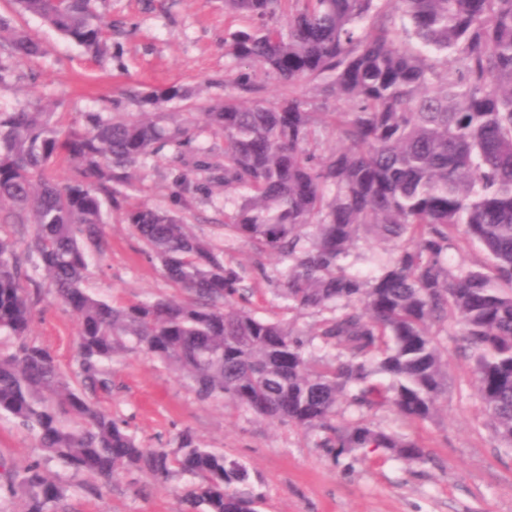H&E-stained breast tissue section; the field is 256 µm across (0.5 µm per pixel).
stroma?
Wrapping results in <instances>:
<instances>
[{
	"instance_id": "1",
	"label": "stroma",
	"mask_w": 512,
	"mask_h": 512,
	"mask_svg": "<svg viewBox=\"0 0 512 512\" xmlns=\"http://www.w3.org/2000/svg\"><path fill=\"white\" fill-rule=\"evenodd\" d=\"M96 7L112 24L109 49L96 57L38 18L23 21L43 53L21 60L0 51V66L10 71L0 81V111L39 102L52 106L66 124L81 113L103 111L110 101L119 111L138 112L131 91L156 86L193 89L192 99L176 105L183 112L232 94L224 41L247 21L225 12L224 0H96ZM172 157L165 150L149 160L130 202L180 211L194 233L223 247L225 261L240 270L250 290L249 308L313 329L315 316L288 310L275 298L266 277L275 259L222 230L223 180L207 179L203 191L181 188ZM107 234L109 248L92 261L86 288L117 301L170 294L158 263L141 253L120 212H113ZM30 336L52 351L63 371L74 370L77 323L50 288L42 290ZM443 345L448 389L434 419L411 424L389 410L374 417L419 437L427 454L420 463L360 451L332 461L313 447L310 433L226 400L200 399L173 370L140 353L108 364L112 393L100 403L127 420L145 447H174L187 428L208 447L245 464L264 496L261 512H512V450L501 447L487 426L469 353L452 335ZM38 454L33 434L0 421V457L22 466ZM47 470L67 489L59 512H180L190 483L186 476L163 484L124 471L104 481L56 462Z\"/></svg>"
}]
</instances>
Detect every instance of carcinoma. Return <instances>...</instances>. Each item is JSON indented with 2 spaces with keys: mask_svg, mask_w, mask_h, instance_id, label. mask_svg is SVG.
Returning <instances> with one entry per match:
<instances>
[{
  "mask_svg": "<svg viewBox=\"0 0 512 512\" xmlns=\"http://www.w3.org/2000/svg\"><path fill=\"white\" fill-rule=\"evenodd\" d=\"M224 7L249 20L225 42L233 88L254 94L263 75L313 95L202 106L224 138V163L197 145V167L224 170V228L278 257L274 295L319 316L317 329L235 307L247 288L223 251L174 209L126 206L124 190L150 158L195 141L190 113L162 111L188 90L154 89L134 114L86 112L66 127L40 103L0 112V215L32 225L21 254L0 236V335L14 340L0 353V419L33 432L42 451L21 469L0 461V499L23 496L25 512H57L64 488L50 460L102 479L189 476L183 512H259L264 496L242 463L189 429L172 450L145 448L97 406L95 396L112 392L107 363L129 352L175 370L201 399L314 432V447L334 460L374 448L422 462L416 439L365 417L347 422L340 407L431 420L452 322L492 434L512 447V0ZM26 15L94 56L107 50L110 24L94 0H12L0 47L17 57L41 54L16 24ZM59 157L63 182L47 173ZM114 210L185 297L115 304L83 287L90 259L109 247ZM370 240L391 247L387 258L350 271L352 250ZM470 246L485 252L481 268L448 263L449 250ZM38 270L78 323L74 379L29 337Z\"/></svg>",
  "mask_w": 512,
  "mask_h": 512,
  "instance_id": "1",
  "label": "carcinoma"
}]
</instances>
